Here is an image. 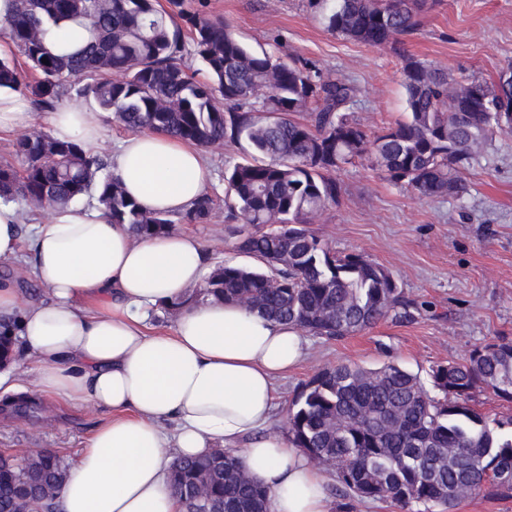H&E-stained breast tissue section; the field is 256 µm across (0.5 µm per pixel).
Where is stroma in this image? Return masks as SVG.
<instances>
[{
  "label": "stroma",
  "instance_id": "obj_1",
  "mask_svg": "<svg viewBox=\"0 0 512 512\" xmlns=\"http://www.w3.org/2000/svg\"><path fill=\"white\" fill-rule=\"evenodd\" d=\"M179 2L183 13L224 18L254 49L306 59L325 74L354 80L360 93L353 115L371 133L406 118L402 54L489 82L512 63V0H440L399 52L328 33L302 0ZM203 154L210 169L207 191L217 205L205 223H179L175 229L202 242L205 270L226 261L254 265V258L236 250L235 227L226 221L222 206L224 168L239 160L241 151L226 143ZM336 178L340 201L312 224V231L336 253H361L383 265L406 299L426 301L430 307L411 322L387 318L341 340L308 336L303 359L276 382L270 428L282 434L288 431L289 403L323 368L394 363L426 382L436 365L462 361L481 344L512 340V133H496L488 142L471 172V190L460 199L420 197L360 162L345 165ZM14 372L38 409L21 416L0 407V454L18 458L48 448L75 466L107 411L36 393L24 358H17ZM324 476L328 512H425L418 504L357 500L342 493L335 470L325 469Z\"/></svg>",
  "mask_w": 512,
  "mask_h": 512
}]
</instances>
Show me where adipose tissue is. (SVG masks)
Here are the masks:
<instances>
[{
    "mask_svg": "<svg viewBox=\"0 0 512 512\" xmlns=\"http://www.w3.org/2000/svg\"><path fill=\"white\" fill-rule=\"evenodd\" d=\"M55 137L95 148L104 127L72 107L51 113ZM112 172L147 212L187 210L206 190L200 150L145 132L124 139ZM23 217L0 203V262L29 249L46 301L20 305L0 279V318H13L36 388L109 411L63 486L61 512H183L168 473L174 458L216 445L237 455L271 493V512H327L326 480L300 449L266 427L275 381L305 353L293 326L236 303L206 302L179 313L172 332L152 334L153 309L202 279L204 249L172 233L138 239L100 204L53 210L22 236ZM175 421L174 433L163 430Z\"/></svg>",
    "mask_w": 512,
    "mask_h": 512,
    "instance_id": "obj_1",
    "label": "adipose tissue"
}]
</instances>
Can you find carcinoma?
I'll use <instances>...</instances> for the list:
<instances>
[{
	"label": "carcinoma",
	"mask_w": 512,
	"mask_h": 512,
	"mask_svg": "<svg viewBox=\"0 0 512 512\" xmlns=\"http://www.w3.org/2000/svg\"><path fill=\"white\" fill-rule=\"evenodd\" d=\"M410 0H306V8L336 36L397 49L419 30L423 11ZM175 14L156 0H12L0 26L9 31L33 81L15 56H0V92L31 96L54 111L65 92L130 130L147 129L208 148L246 144L224 169V209L239 224L235 248L254 268L216 266L198 288L167 306L180 311L203 302L236 301L304 332L342 339L390 316L413 319L391 273L362 255H338L309 225L339 203L336 171L366 161L389 181L427 198L468 194L467 175L500 124L499 105L512 102V73L493 83L455 77L413 56H402L408 115L396 127L368 134L352 117L357 86L324 76L244 43L228 24ZM78 24L81 40L58 52L52 31ZM193 42L208 79L183 62ZM48 63H42V60ZM464 97L447 111L448 85ZM476 87L481 97L465 95ZM224 106L217 104V97ZM17 169L0 164V202L20 199L46 210L94 196L110 222L137 238L172 231L174 217L207 220L214 200L203 193L175 216L148 213L129 196L109 164L75 140L34 128L18 136ZM16 338L0 323V366L15 359ZM430 394L418 376L387 364L367 370L340 363L308 383L288 405L289 441L359 500L447 506L467 493L512 496V432L471 406L482 386L512 399V341L472 349L464 361L432 369ZM69 471L54 452L0 459V512H54ZM171 482L184 512H270V493L241 476L235 458L219 448L176 460Z\"/></svg>",
	"instance_id": "carcinoma-1"
}]
</instances>
